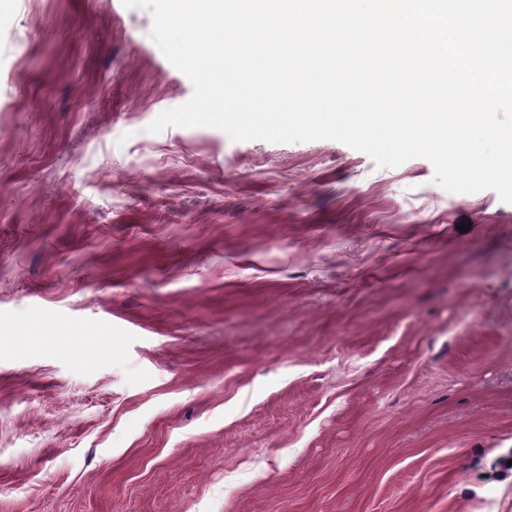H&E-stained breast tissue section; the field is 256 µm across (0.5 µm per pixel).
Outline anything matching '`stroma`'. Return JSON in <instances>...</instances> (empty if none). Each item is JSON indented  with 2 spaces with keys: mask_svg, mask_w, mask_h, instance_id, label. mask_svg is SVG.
<instances>
[{
  "mask_svg": "<svg viewBox=\"0 0 512 512\" xmlns=\"http://www.w3.org/2000/svg\"><path fill=\"white\" fill-rule=\"evenodd\" d=\"M151 27L0 0V512H512V203L149 132Z\"/></svg>",
  "mask_w": 512,
  "mask_h": 512,
  "instance_id": "obj_1",
  "label": "stroma"
}]
</instances>
